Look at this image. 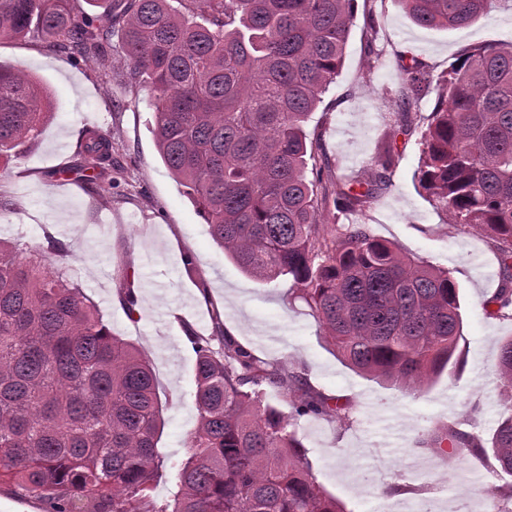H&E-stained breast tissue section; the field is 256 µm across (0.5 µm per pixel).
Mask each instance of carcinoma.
<instances>
[{
  "instance_id": "cac0c4a2",
  "label": "carcinoma",
  "mask_w": 512,
  "mask_h": 512,
  "mask_svg": "<svg viewBox=\"0 0 512 512\" xmlns=\"http://www.w3.org/2000/svg\"><path fill=\"white\" fill-rule=\"evenodd\" d=\"M77 0H0V38L41 35L89 63L113 48L131 89L155 93L158 153L199 209L216 244L248 277H289L338 357L369 378L410 392L456 365L460 285L451 273L400 252L360 224L325 223V211H363L387 186L393 143L416 129L417 104L436 85L422 132L420 188L451 224L491 237L502 287L489 314L512 320V42L466 49L435 82L418 59L386 90L391 120L371 177L307 176L304 123L335 82L356 0H112L91 16ZM416 25H471L495 0H399ZM52 102L33 75L0 63V162L41 134ZM112 136L82 131L75 170L112 181ZM67 244L47 233L23 252L0 242V485L43 500L48 512H344L318 482L292 429L304 416L346 412L304 372L253 355L217 325L187 329L195 354L196 422L169 501L152 485L163 402L149 361L112 333L65 267ZM507 396L491 438L450 424L431 434L512 475V336L499 346ZM272 387L283 414L266 399Z\"/></svg>"
}]
</instances>
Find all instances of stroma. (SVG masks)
<instances>
[{
	"label": "stroma",
	"instance_id": "obj_1",
	"mask_svg": "<svg viewBox=\"0 0 512 512\" xmlns=\"http://www.w3.org/2000/svg\"><path fill=\"white\" fill-rule=\"evenodd\" d=\"M371 17L376 27H368ZM511 41L512 0H495L475 24L448 31L413 24L399 0H356L342 70L305 131L320 143L334 176H369L384 129L385 91L399 80V54L417 57L438 79L471 45ZM0 62L36 75L53 105L35 143L0 165V195L19 204L0 210V240L30 249L48 230L68 243L74 253L70 277L113 333L150 360L164 403L159 450L169 464L154 484L157 500L171 495V465L186 459L196 421L195 355L183 326L207 334L217 316L240 345L287 366H306L311 387L346 405L343 418L304 417L297 423L318 481L346 512H496L498 503L486 489L511 486L512 476L476 466L459 453L439 455L429 436L455 423L491 438L504 400L496 372L499 343L512 336V320L492 317L486 305L501 286L490 240L480 230L446 223L418 186L420 133L397 138L390 183L371 208L341 218L447 268L461 286L460 364L410 394L345 365L293 282L255 281L225 257L162 162L151 133L153 97L145 89L129 91L119 51L78 63L31 34L0 38ZM88 127L111 134L112 163L121 171L116 182L91 188L73 175L47 183L48 172L76 163ZM187 254L195 261L192 278L184 271ZM129 268L135 272L131 284L125 278ZM128 287L137 298L132 315L120 301ZM473 466L477 478L471 490H461L454 477Z\"/></svg>",
	"mask_w": 512,
	"mask_h": 512
}]
</instances>
